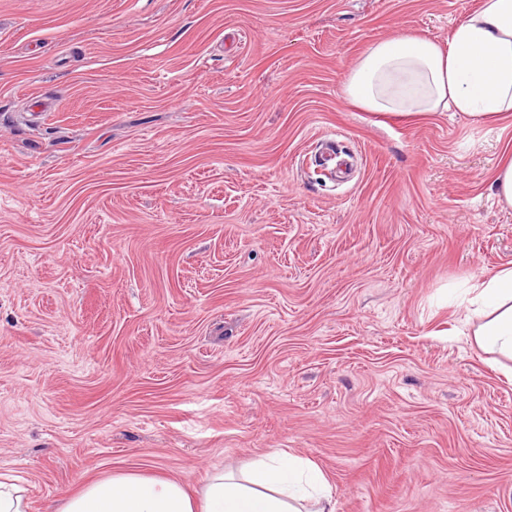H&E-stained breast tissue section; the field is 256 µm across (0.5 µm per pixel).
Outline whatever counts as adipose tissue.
Instances as JSON below:
<instances>
[{"label":"adipose tissue","instance_id":"ef3b65f1","mask_svg":"<svg viewBox=\"0 0 512 512\" xmlns=\"http://www.w3.org/2000/svg\"><path fill=\"white\" fill-rule=\"evenodd\" d=\"M364 112L410 118L455 111L478 124L512 113V0H481L449 40L403 33L369 45L343 85ZM473 344L512 360V266L472 287ZM55 512H336L324 473L277 452L244 478L211 476L198 496L181 481L137 472L85 482Z\"/></svg>","mask_w":512,"mask_h":512}]
</instances>
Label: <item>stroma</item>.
<instances>
[{"mask_svg":"<svg viewBox=\"0 0 512 512\" xmlns=\"http://www.w3.org/2000/svg\"><path fill=\"white\" fill-rule=\"evenodd\" d=\"M480 0H0V473L27 512L283 450L336 512H512V116H376L369 44ZM48 109L34 111L35 102ZM494 198L503 210H512V157L497 167ZM470 310L477 322L472 343L488 355L512 360V266L472 286Z\"/></svg>","mask_w":512,"mask_h":512,"instance_id":"stroma-1","label":"stroma"}]
</instances>
